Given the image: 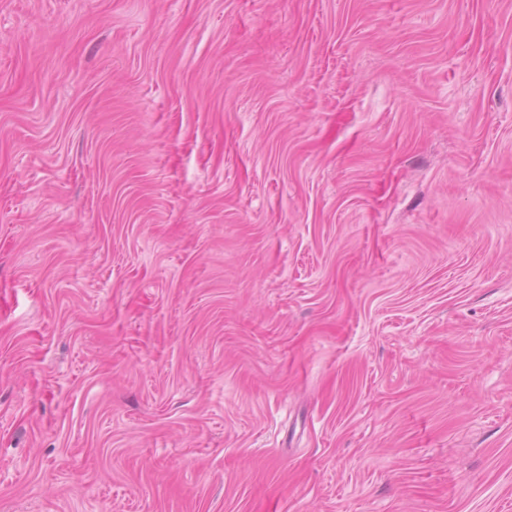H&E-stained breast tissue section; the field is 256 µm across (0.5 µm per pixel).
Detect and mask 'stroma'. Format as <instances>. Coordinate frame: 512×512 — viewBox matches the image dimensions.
Masks as SVG:
<instances>
[{
  "instance_id": "obj_1",
  "label": "stroma",
  "mask_w": 512,
  "mask_h": 512,
  "mask_svg": "<svg viewBox=\"0 0 512 512\" xmlns=\"http://www.w3.org/2000/svg\"><path fill=\"white\" fill-rule=\"evenodd\" d=\"M0 512H512V0H0Z\"/></svg>"
}]
</instances>
